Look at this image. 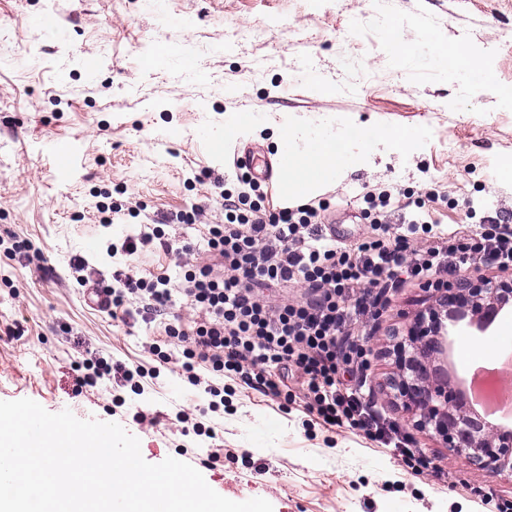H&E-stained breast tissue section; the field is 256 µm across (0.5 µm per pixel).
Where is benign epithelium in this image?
I'll return each instance as SVG.
<instances>
[{
	"mask_svg": "<svg viewBox=\"0 0 512 512\" xmlns=\"http://www.w3.org/2000/svg\"><path fill=\"white\" fill-rule=\"evenodd\" d=\"M435 292V303L415 315L406 334L388 350L395 366L389 388L412 413V427L431 430L490 476L512 479V431L473 418L461 393L451 387L447 369L434 364V355L445 352L439 341L440 308L450 320L468 317L479 324L512 300V280L463 275Z\"/></svg>",
	"mask_w": 512,
	"mask_h": 512,
	"instance_id": "7a95c632",
	"label": "benign epithelium"
}]
</instances>
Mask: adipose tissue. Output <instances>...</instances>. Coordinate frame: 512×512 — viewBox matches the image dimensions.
Segmentation results:
<instances>
[{
    "instance_id": "ef3b65f1",
    "label": "adipose tissue",
    "mask_w": 512,
    "mask_h": 512,
    "mask_svg": "<svg viewBox=\"0 0 512 512\" xmlns=\"http://www.w3.org/2000/svg\"><path fill=\"white\" fill-rule=\"evenodd\" d=\"M277 128L279 151L288 166L280 176L290 203H304L343 177L351 164L370 161L364 137L353 119L288 115Z\"/></svg>"
}]
</instances>
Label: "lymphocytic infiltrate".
Masks as SVG:
<instances>
[{
	"label": "lymphocytic infiltrate",
	"instance_id": "lymphocytic-infiltrate-1",
	"mask_svg": "<svg viewBox=\"0 0 512 512\" xmlns=\"http://www.w3.org/2000/svg\"><path fill=\"white\" fill-rule=\"evenodd\" d=\"M318 217L310 204L275 212L248 204L242 194L225 197L223 223L210 225L203 244L181 249L182 255L201 258L176 290L193 310L194 325L189 330L169 325L167 335L183 343L181 370L192 386L210 395V411L219 410L224 390L197 374V365L218 375L235 373L251 389L275 397L283 388L272 371L289 369L301 378L308 411L388 445L392 439L377 416L340 378L346 360L342 335L378 304L373 288L398 273L424 278L479 260L512 268V228L482 224L463 242L425 222L421 228L430 242L410 254L400 237L391 244L377 239L344 247L320 234ZM112 279L105 292L116 309L133 299L162 314L176 292L165 275L137 278L117 270ZM297 283L308 289L306 300L273 306L261 294Z\"/></svg>",
	"mask_w": 512,
	"mask_h": 512
}]
</instances>
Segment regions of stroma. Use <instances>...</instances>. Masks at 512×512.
<instances>
[{
	"label": "stroma",
	"instance_id": "1",
	"mask_svg": "<svg viewBox=\"0 0 512 512\" xmlns=\"http://www.w3.org/2000/svg\"><path fill=\"white\" fill-rule=\"evenodd\" d=\"M166 12L161 25L148 0H0V237L31 246L30 263L0 259V401L117 422L147 462H187L223 497H260L274 512H490L483 490L512 500V482L413 428L390 395L385 349L433 301L420 280L386 289L379 316L352 330L365 398L431 461L415 475L396 450L320 423L293 379L284 399L225 377L223 418L203 419L215 438L182 435L175 413L205 412L209 397L148 351L170 316L111 314L70 270L82 257L107 276L178 279L172 248L201 241L224 218L222 190L240 189L235 147L278 154L273 127L223 145L211 137L214 124L252 111L348 115L365 129L413 133L401 151L373 143L367 166L321 194L320 220L344 244L380 237L363 197L382 189L422 198L451 234L483 220L512 227V180L498 173L512 162V105L497 94L512 87V0H167ZM44 15L51 25H40ZM433 40L488 70L493 85L431 61ZM139 205L155 218L198 205L205 217L168 222L130 259H111L108 243L139 231ZM507 320L512 312L448 335L454 386L466 385L470 342L496 352ZM93 352L159 376L141 393L120 388L125 404L113 408L104 388L76 385V362ZM139 412L158 424L136 422ZM215 448L220 459L205 464Z\"/></svg>",
	"mask_w": 512,
	"mask_h": 512
}]
</instances>
